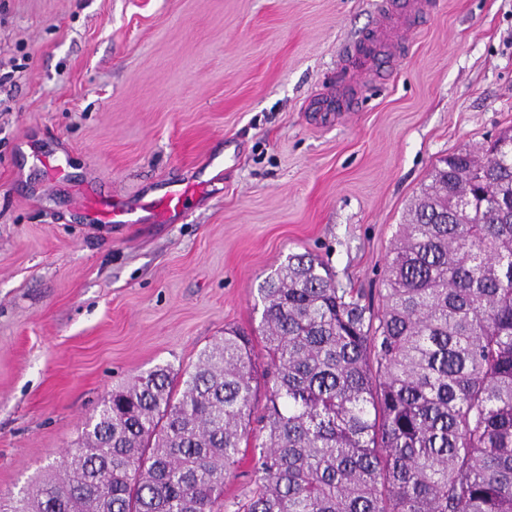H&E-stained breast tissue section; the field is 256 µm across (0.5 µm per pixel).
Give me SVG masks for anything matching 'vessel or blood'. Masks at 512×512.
Instances as JSON below:
<instances>
[{
    "label": "vessel or blood",
    "mask_w": 512,
    "mask_h": 512,
    "mask_svg": "<svg viewBox=\"0 0 512 512\" xmlns=\"http://www.w3.org/2000/svg\"><path fill=\"white\" fill-rule=\"evenodd\" d=\"M431 6L432 0H378L377 27L349 43L345 52L348 69L337 78L335 96L315 100L314 111L331 112L336 104L356 98L359 86L351 80V72L362 71L371 75L381 65L396 59L400 53V44L395 38L396 30L414 24ZM188 208L189 194L177 183L169 185L151 202V213L160 222L185 214ZM97 209L103 220L113 224H130L134 221V210L119 202L101 203Z\"/></svg>",
    "instance_id": "1"
}]
</instances>
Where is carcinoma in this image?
<instances>
[{
    "mask_svg": "<svg viewBox=\"0 0 512 512\" xmlns=\"http://www.w3.org/2000/svg\"><path fill=\"white\" fill-rule=\"evenodd\" d=\"M507 137L433 169L381 307L289 255L258 290L263 370L230 330L181 379L134 378L12 512H512ZM249 437L250 488L226 501Z\"/></svg>",
    "mask_w": 512,
    "mask_h": 512,
    "instance_id": "obj_1",
    "label": "carcinoma"
}]
</instances>
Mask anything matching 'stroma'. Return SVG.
I'll use <instances>...</instances> for the list:
<instances>
[{
    "instance_id": "1",
    "label": "stroma",
    "mask_w": 512,
    "mask_h": 512,
    "mask_svg": "<svg viewBox=\"0 0 512 512\" xmlns=\"http://www.w3.org/2000/svg\"><path fill=\"white\" fill-rule=\"evenodd\" d=\"M372 0H0V498L112 390L174 376L288 254L374 297L440 160L512 130V0H433L391 75L330 93ZM173 181L184 220L106 224ZM95 209L103 220L112 224H130L137 221L134 220L135 211L120 202L99 203Z\"/></svg>"
}]
</instances>
